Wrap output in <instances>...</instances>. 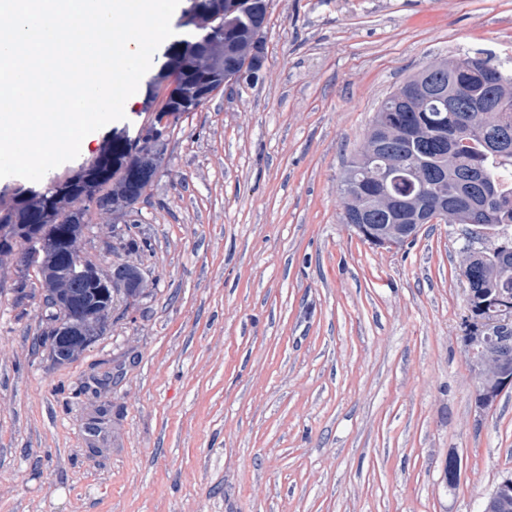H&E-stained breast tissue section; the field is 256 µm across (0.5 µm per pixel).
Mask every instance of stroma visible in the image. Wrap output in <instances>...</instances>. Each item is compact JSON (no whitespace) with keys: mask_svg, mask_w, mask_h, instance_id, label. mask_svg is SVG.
<instances>
[{"mask_svg":"<svg viewBox=\"0 0 512 512\" xmlns=\"http://www.w3.org/2000/svg\"><path fill=\"white\" fill-rule=\"evenodd\" d=\"M466 50L512 55V0H272L259 80L179 121L132 216L91 212L83 258L142 278L102 336L56 360L36 270L1 259L0 512H482L512 386L478 406L461 269L493 242L369 245L339 190L379 102ZM125 114L48 179L153 119Z\"/></svg>","mask_w":512,"mask_h":512,"instance_id":"obj_1","label":"stroma"}]
</instances>
